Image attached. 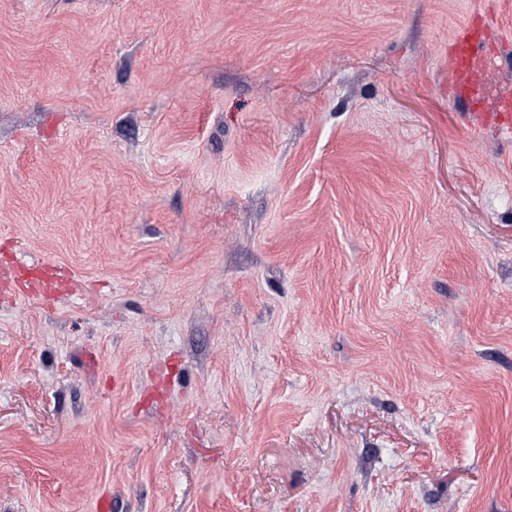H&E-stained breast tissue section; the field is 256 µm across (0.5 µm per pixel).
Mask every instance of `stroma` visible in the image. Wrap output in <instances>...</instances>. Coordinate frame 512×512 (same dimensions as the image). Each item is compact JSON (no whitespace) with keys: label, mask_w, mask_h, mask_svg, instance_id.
I'll use <instances>...</instances> for the list:
<instances>
[{"label":"stroma","mask_w":512,"mask_h":512,"mask_svg":"<svg viewBox=\"0 0 512 512\" xmlns=\"http://www.w3.org/2000/svg\"><path fill=\"white\" fill-rule=\"evenodd\" d=\"M480 2L0 0V512H512ZM489 26L468 19L456 32L448 54V87L456 99L469 103L464 118L478 128H492L507 142L512 139V96L503 97L493 112H483L479 66L491 55ZM35 272L39 281L32 288H42L45 293H53L56 288H70L67 279L61 277L58 268L50 263H43Z\"/></svg>","instance_id":"35a3bbf8"}]
</instances>
